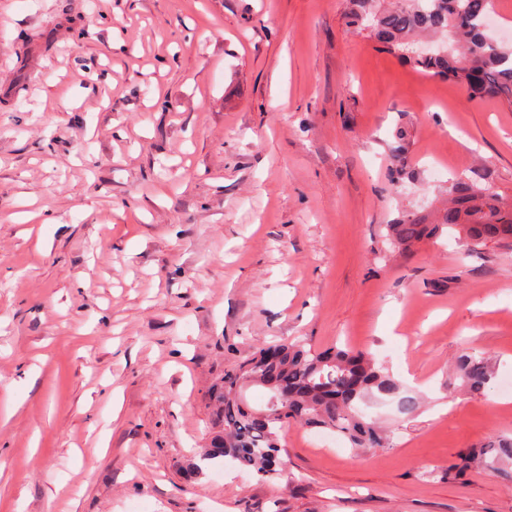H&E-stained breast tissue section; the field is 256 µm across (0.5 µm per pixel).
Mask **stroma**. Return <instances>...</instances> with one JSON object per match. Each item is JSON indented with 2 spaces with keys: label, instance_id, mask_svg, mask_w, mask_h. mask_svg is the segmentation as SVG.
Masks as SVG:
<instances>
[{
  "label": "stroma",
  "instance_id": "stroma-1",
  "mask_svg": "<svg viewBox=\"0 0 512 512\" xmlns=\"http://www.w3.org/2000/svg\"><path fill=\"white\" fill-rule=\"evenodd\" d=\"M352 7L0 0V512H512V482L445 475L512 433V243L386 237L455 179L512 200V108ZM283 340L423 404L366 407L391 438L364 452L288 425L269 481L204 461L225 370ZM455 373L464 390L483 395L490 386L495 372L489 359L475 352L464 351L456 359Z\"/></svg>",
  "mask_w": 512,
  "mask_h": 512
}]
</instances>
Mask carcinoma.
<instances>
[{
    "mask_svg": "<svg viewBox=\"0 0 512 512\" xmlns=\"http://www.w3.org/2000/svg\"><path fill=\"white\" fill-rule=\"evenodd\" d=\"M354 2L350 23L389 52L427 76L461 83L473 101L493 96L512 107V46L486 33L494 0H393L383 10L374 9L375 0ZM449 193L452 199L437 223L422 224L407 215L387 225L391 242L408 246L444 228L463 234L473 250L512 241L511 204L484 193L473 181L456 182ZM455 373L464 390L482 395L494 367L489 359L464 351L456 359ZM250 387L268 392L263 407L246 402L244 392ZM372 399L395 401L405 413L420 407V399L408 395L367 352L336 347L316 351L301 341L262 345L224 372L213 395L220 430L205 458H228L262 480L273 479L282 471L280 433L292 422L328 428L354 448H385L389 435L360 410ZM458 459L447 470L450 479L476 465L512 480V436L470 448Z\"/></svg>",
    "mask_w": 512,
    "mask_h": 512,
    "instance_id": "carcinoma-1",
    "label": "carcinoma"
}]
</instances>
